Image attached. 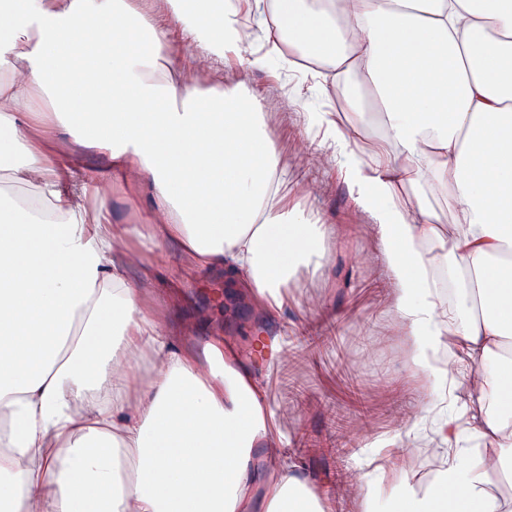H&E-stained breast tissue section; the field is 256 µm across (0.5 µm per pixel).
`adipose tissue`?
I'll return each instance as SVG.
<instances>
[{"label": "adipose tissue", "mask_w": 512, "mask_h": 512, "mask_svg": "<svg viewBox=\"0 0 512 512\" xmlns=\"http://www.w3.org/2000/svg\"><path fill=\"white\" fill-rule=\"evenodd\" d=\"M252 15L0 0V512H327L279 452L260 377L223 334L185 350L155 302L226 270L269 306H318L336 230L289 205L309 188L288 180L281 112L249 88L302 59L343 96L306 128L366 218L386 328L425 383L340 494L352 512H512V0H255ZM119 188L146 199L122 224ZM419 420L436 475L386 488L371 464Z\"/></svg>", "instance_id": "obj_1"}]
</instances>
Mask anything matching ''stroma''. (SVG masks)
I'll return each instance as SVG.
<instances>
[{
    "mask_svg": "<svg viewBox=\"0 0 512 512\" xmlns=\"http://www.w3.org/2000/svg\"><path fill=\"white\" fill-rule=\"evenodd\" d=\"M249 84L269 112L279 111L286 94L301 99L300 112L285 116L277 131L288 150L305 135L303 113L339 109L336 101L319 95L304 72L285 73L275 62L253 70ZM288 163L289 178L305 179L312 186L301 206L343 232L326 257L319 282L322 307L311 313L292 299L277 314L250 299L226 294L217 299L211 288L223 285L224 277L211 274L184 291L182 316L191 323L186 345L201 349L210 332L222 328L240 360L262 377L289 436V452L301 459L315 485L334 486L356 466L358 429L367 427L370 439H386L395 417L421 392L424 382L402 368V341L384 328L385 316L377 306L383 279L375 276L371 265L353 259L364 248L358 229L363 218L341 173L336 166H322L303 156L291 155ZM261 333L288 334L285 362L272 366L255 354Z\"/></svg>",
    "mask_w": 512,
    "mask_h": 512,
    "instance_id": "1",
    "label": "stroma"
}]
</instances>
